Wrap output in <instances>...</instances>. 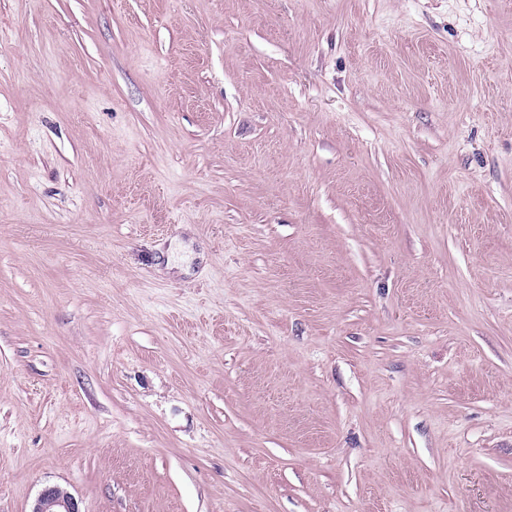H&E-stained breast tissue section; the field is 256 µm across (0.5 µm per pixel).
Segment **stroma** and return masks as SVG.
I'll use <instances>...</instances> for the list:
<instances>
[{"label": "stroma", "instance_id": "stroma-1", "mask_svg": "<svg viewBox=\"0 0 512 512\" xmlns=\"http://www.w3.org/2000/svg\"><path fill=\"white\" fill-rule=\"evenodd\" d=\"M512 512V0H0V512ZM30 512H81L78 502L67 490L59 486L44 488Z\"/></svg>", "mask_w": 512, "mask_h": 512}]
</instances>
